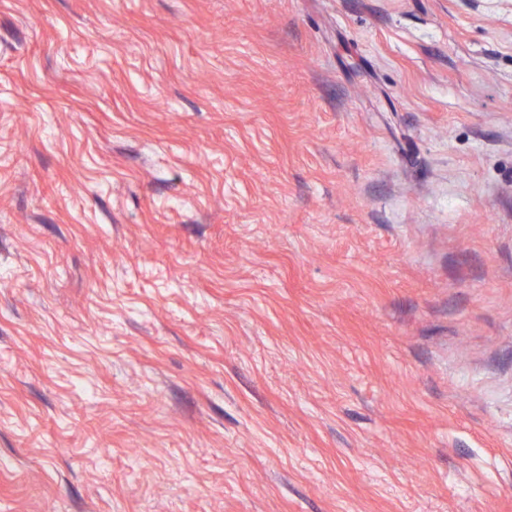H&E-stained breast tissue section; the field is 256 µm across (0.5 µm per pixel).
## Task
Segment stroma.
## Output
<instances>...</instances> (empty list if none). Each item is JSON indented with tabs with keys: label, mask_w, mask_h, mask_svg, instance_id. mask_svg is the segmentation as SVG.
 <instances>
[{
	"label": "stroma",
	"mask_w": 512,
	"mask_h": 512,
	"mask_svg": "<svg viewBox=\"0 0 512 512\" xmlns=\"http://www.w3.org/2000/svg\"><path fill=\"white\" fill-rule=\"evenodd\" d=\"M0 512H512V0H0Z\"/></svg>",
	"instance_id": "obj_1"
}]
</instances>
